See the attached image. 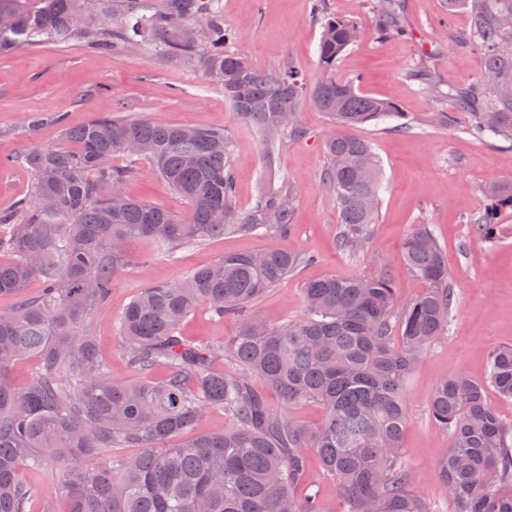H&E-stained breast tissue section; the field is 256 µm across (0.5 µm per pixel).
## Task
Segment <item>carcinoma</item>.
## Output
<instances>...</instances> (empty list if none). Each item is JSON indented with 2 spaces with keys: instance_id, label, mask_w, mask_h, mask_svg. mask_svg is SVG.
I'll return each mask as SVG.
<instances>
[{
  "instance_id": "carcinoma-1",
  "label": "carcinoma",
  "mask_w": 512,
  "mask_h": 512,
  "mask_svg": "<svg viewBox=\"0 0 512 512\" xmlns=\"http://www.w3.org/2000/svg\"><path fill=\"white\" fill-rule=\"evenodd\" d=\"M313 4L322 22L323 75L312 83L291 66L263 72L245 53L224 49L219 0H168L167 12L150 15L142 0H107L101 13L95 0H0V55L70 40L113 51L140 37L224 87L237 117L262 132L269 161L286 138L302 134L296 114L310 99L336 127L326 142L332 163L323 183L336 199L338 246L354 253L378 221L382 179L372 144L344 130L387 120L398 121L397 132L408 126L399 123L395 102L333 76L360 31L351 20L325 15L322 0ZM457 9L469 13L482 77L445 91L429 69L408 76L452 101L476 138L512 144V93L500 92L512 87V0H448V11ZM379 13L383 30H400L401 0H379ZM64 137L66 148L34 146L23 156L33 193L0 213L7 229L0 245L14 256L0 263V295L15 296L13 308L0 311V512H31L37 492L20 478L25 467L49 480L42 512H325L317 492L298 494L308 451L347 512H430L401 457L407 377L448 333L456 303L448 260L427 225L410 231L403 258L429 288L402 305L383 273L327 275L304 284L302 318L279 327L263 323L246 308L307 262L288 247L226 255L180 281L144 288L118 321L127 364L138 375L125 381L101 362L87 323L109 301L125 245L151 239L164 257L225 234L285 237L291 195L273 190L254 209L238 211L229 168L234 143L222 130L107 116L66 128ZM130 143L187 201L191 220L159 204L102 193L106 184L124 187L127 171L111 161L130 156ZM490 198L496 209H512V183L498 185ZM470 224L466 248L498 235L491 212ZM33 279L42 288L29 295ZM202 305L219 318H238L236 336L185 340L180 326ZM29 357L38 367L19 390L11 368ZM217 359L232 370L212 371ZM156 368L167 371L159 382L150 378ZM257 380L277 392L281 407L268 403ZM489 387L512 398V346L491 352L484 381L460 372L444 377L429 404L449 434L439 475L451 512H512V428L488 403ZM308 403L324 410L317 424L291 414ZM211 410L224 412L232 426L197 431ZM112 448L140 452L115 457Z\"/></svg>"
}]
</instances>
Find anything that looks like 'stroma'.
<instances>
[{"label":"stroma","instance_id":"1","mask_svg":"<svg viewBox=\"0 0 512 512\" xmlns=\"http://www.w3.org/2000/svg\"><path fill=\"white\" fill-rule=\"evenodd\" d=\"M377 4L325 0L327 12L355 21L363 31L337 61L336 76L356 80L363 93L395 101L413 125L407 133L381 124L353 131L372 143L384 185L378 222L364 252L351 255L337 246L336 200L322 181L331 162L325 143L332 127L325 114L305 102L298 115L303 136L288 139L273 161H266L259 133L237 118L223 87L201 68L149 46L112 53L78 41L52 42L0 55V212L12 210L33 190V176L20 156L35 145H64L63 128L103 116L227 131L236 143L229 163L240 210H251L268 190L292 192L293 229L286 239L228 234L163 258L154 257L149 242L126 245L108 304L88 318L103 363L122 380L134 374L122 352L118 318L148 285L181 279L229 253L284 244L309 260L252 306V313L271 325L303 317L304 283L328 274L386 273L405 301L427 285L407 269L402 243L415 225H428L448 259L457 307L447 336L428 350L408 379L403 458L430 512H450L448 488L438 475L449 439L428 407L443 377L460 371L485 379L490 352L512 346V212L498 213L500 232L494 242L463 245L470 218L491 208L485 187L512 183V145L475 140L462 118L447 129L420 123L425 114L450 112L454 105L435 99L419 81L409 79V71L427 67L445 84L482 76L483 54L468 40L466 12L449 11L448 0H402L405 32L398 35L382 31ZM221 6L230 49L246 51L256 68L273 72L289 62L307 78L320 74L321 26L312 18V0H221ZM35 116L42 122L33 128L29 122ZM112 163L130 168L125 183L130 198L190 218L187 201L168 189L148 160L120 156ZM238 324L237 318L215 317L202 306L187 317L181 333L189 340L224 341L236 334Z\"/></svg>","mask_w":512,"mask_h":512}]
</instances>
